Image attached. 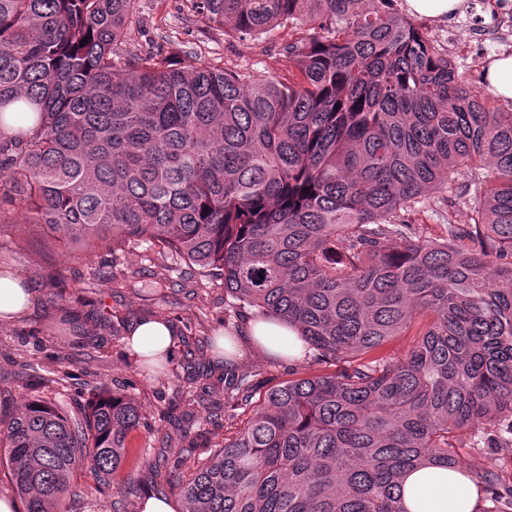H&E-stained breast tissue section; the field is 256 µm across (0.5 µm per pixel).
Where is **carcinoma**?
<instances>
[{"label": "carcinoma", "mask_w": 512, "mask_h": 512, "mask_svg": "<svg viewBox=\"0 0 512 512\" xmlns=\"http://www.w3.org/2000/svg\"><path fill=\"white\" fill-rule=\"evenodd\" d=\"M242 41L277 28L287 80L177 63L126 40L134 0H0V215L68 260L139 247L221 282L235 312L296 330L333 372L252 402L187 478L185 512H407L403 478L462 432L512 434V111L490 107L393 0H188ZM474 201L462 228L428 196ZM447 226L424 237L410 215ZM419 316L401 359L372 356ZM145 420L102 387L76 414L30 397L0 416L26 512H59L76 470L105 483ZM463 475L497 502L493 475Z\"/></svg>", "instance_id": "cac0c4a2"}]
</instances>
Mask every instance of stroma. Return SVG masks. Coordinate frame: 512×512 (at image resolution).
Masks as SVG:
<instances>
[{
    "instance_id": "35a3bbf8",
    "label": "stroma",
    "mask_w": 512,
    "mask_h": 512,
    "mask_svg": "<svg viewBox=\"0 0 512 512\" xmlns=\"http://www.w3.org/2000/svg\"><path fill=\"white\" fill-rule=\"evenodd\" d=\"M135 21L127 31L130 47L142 51L189 55L197 64L246 68L258 75L290 77L294 71L286 47L291 29L242 42L196 21L186 0H135ZM503 18L480 0H468L464 13L444 21L418 19L422 32L454 62L465 83L484 91L483 63L489 56L512 52V35H503ZM64 241L45 249L40 234L12 215L0 226V265L11 267L29 284L28 311L0 322V414L13 412L31 396L53 397L64 408L83 405L95 387L105 385L136 399L147 411L144 426L129 436L128 455L117 480L133 485L128 498L98 482L89 469L77 471L73 483L79 500H66V512H140L145 493L172 496L171 485L186 476L173 466L177 448L195 445L208 455L223 443V422L203 421L204 405L224 400V362L210 342L219 330L244 331L254 315L229 311L224 288L195 273L186 279L179 261L161 259L138 249L110 259L101 255L70 268ZM61 271V283L50 284L49 272ZM156 314L170 320L191 339L177 346L166 375L142 374L129 356L118 323L133 324ZM233 361L252 376L260 390L288 380V361H276L264 349L243 344ZM211 373L209 392L192 378L198 368ZM459 468L481 470L512 487V449L477 448L470 433L455 442Z\"/></svg>"
}]
</instances>
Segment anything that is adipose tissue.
I'll return each mask as SVG.
<instances>
[{
	"label": "adipose tissue",
	"mask_w": 512,
	"mask_h": 512,
	"mask_svg": "<svg viewBox=\"0 0 512 512\" xmlns=\"http://www.w3.org/2000/svg\"><path fill=\"white\" fill-rule=\"evenodd\" d=\"M251 341L270 353L293 356L301 343L287 327L261 320L249 324ZM477 489L466 477L439 467L421 468L409 473L403 483L407 512H473Z\"/></svg>",
	"instance_id": "1"
}]
</instances>
